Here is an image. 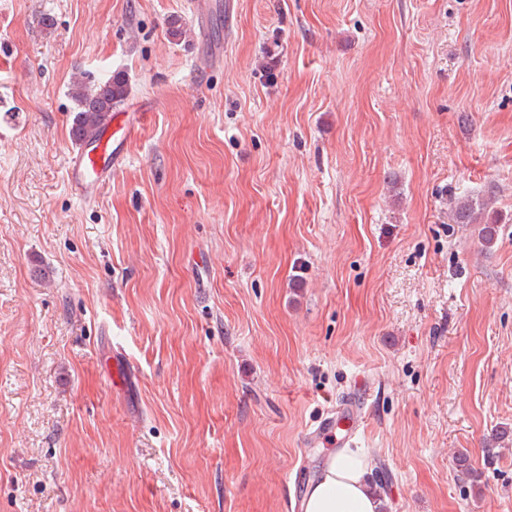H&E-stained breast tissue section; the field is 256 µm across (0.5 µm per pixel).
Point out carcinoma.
Segmentation results:
<instances>
[{
	"label": "carcinoma",
	"instance_id": "carcinoma-1",
	"mask_svg": "<svg viewBox=\"0 0 512 512\" xmlns=\"http://www.w3.org/2000/svg\"><path fill=\"white\" fill-rule=\"evenodd\" d=\"M71 97L75 109L70 138L73 144L78 145L95 138L99 128L111 117L112 111L128 98V81L120 72L93 84L77 80L71 89ZM492 203L491 196L481 199L460 197L451 207L455 223L479 225L478 239L485 251L495 246L499 234V217L492 210Z\"/></svg>",
	"mask_w": 512,
	"mask_h": 512
}]
</instances>
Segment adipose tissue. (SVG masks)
I'll list each match as a JSON object with an SVG mask.
<instances>
[{
	"mask_svg": "<svg viewBox=\"0 0 512 512\" xmlns=\"http://www.w3.org/2000/svg\"><path fill=\"white\" fill-rule=\"evenodd\" d=\"M360 450L331 452L302 502L303 512H381L382 501L367 477Z\"/></svg>",
	"mask_w": 512,
	"mask_h": 512,
	"instance_id": "ef3b65f1",
	"label": "adipose tissue"
}]
</instances>
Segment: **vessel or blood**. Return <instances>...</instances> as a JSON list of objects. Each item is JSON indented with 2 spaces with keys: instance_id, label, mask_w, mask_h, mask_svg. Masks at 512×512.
<instances>
[{
  "instance_id": "obj_1",
  "label": "vessel or blood",
  "mask_w": 512,
  "mask_h": 512,
  "mask_svg": "<svg viewBox=\"0 0 512 512\" xmlns=\"http://www.w3.org/2000/svg\"><path fill=\"white\" fill-rule=\"evenodd\" d=\"M137 128L125 121L122 114H113L98 132L94 141L78 147L71 157V184L82 197H93L102 183L121 167L125 156L124 142L135 137ZM359 422V407L351 405L341 419H324L310 432V439L326 435L335 440L337 447L346 448L355 434Z\"/></svg>"
}]
</instances>
